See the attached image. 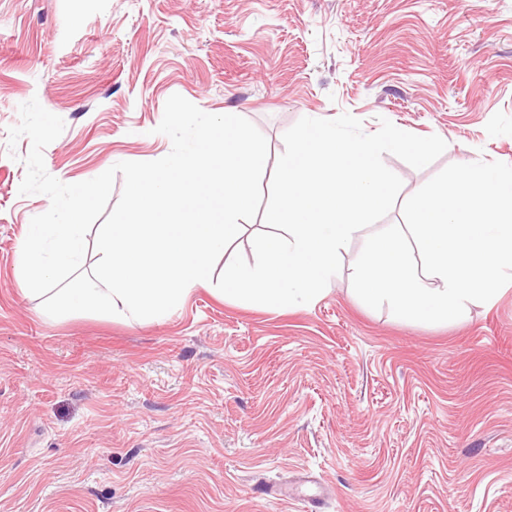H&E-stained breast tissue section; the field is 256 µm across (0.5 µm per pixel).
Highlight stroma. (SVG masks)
<instances>
[{
  "mask_svg": "<svg viewBox=\"0 0 512 512\" xmlns=\"http://www.w3.org/2000/svg\"><path fill=\"white\" fill-rule=\"evenodd\" d=\"M178 94L268 144L347 112L447 140L410 196L454 163L512 165V0H0V512H512V283L459 320L421 323L354 292L357 234L329 291L288 310L199 288L161 321L49 316L19 286L20 139L71 184L164 157ZM287 484L284 500L260 487Z\"/></svg>",
  "mask_w": 512,
  "mask_h": 512,
  "instance_id": "stroma-1",
  "label": "stroma"
}]
</instances>
